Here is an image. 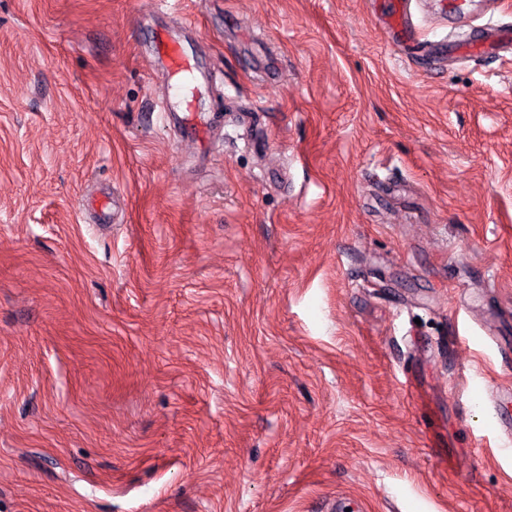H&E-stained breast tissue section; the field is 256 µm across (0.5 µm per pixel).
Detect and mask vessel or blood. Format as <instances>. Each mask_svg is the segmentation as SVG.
Wrapping results in <instances>:
<instances>
[{"label":"vessel or blood","mask_w":512,"mask_h":512,"mask_svg":"<svg viewBox=\"0 0 512 512\" xmlns=\"http://www.w3.org/2000/svg\"><path fill=\"white\" fill-rule=\"evenodd\" d=\"M379 21L388 40L395 46L402 48L419 39V27L411 11V0H384ZM470 42L483 54L512 50V25L492 24L473 31ZM152 55L170 80L167 95L161 102V111L170 113L177 108H190L189 92L196 85L206 82V75L191 63L182 43L176 38H158Z\"/></svg>","instance_id":"vessel-or-blood-1"}]
</instances>
